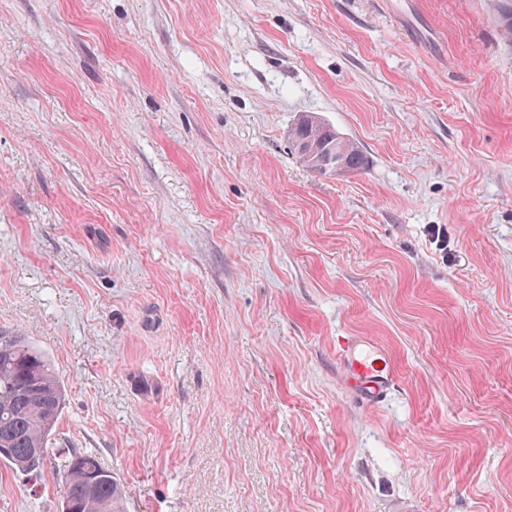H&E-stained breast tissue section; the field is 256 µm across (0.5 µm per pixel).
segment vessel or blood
<instances>
[{"instance_id":"obj_1","label":"vessel or blood","mask_w":512,"mask_h":512,"mask_svg":"<svg viewBox=\"0 0 512 512\" xmlns=\"http://www.w3.org/2000/svg\"><path fill=\"white\" fill-rule=\"evenodd\" d=\"M336 365L345 385L363 403H383L395 389L396 375L388 354L369 337H341L336 345Z\"/></svg>"}]
</instances>
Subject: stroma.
Wrapping results in <instances>:
<instances>
[{
  "mask_svg": "<svg viewBox=\"0 0 512 512\" xmlns=\"http://www.w3.org/2000/svg\"><path fill=\"white\" fill-rule=\"evenodd\" d=\"M355 141L322 177L288 132ZM127 512H512L495 0H0V330ZM399 385L364 408L338 336ZM62 476L0 463V512ZM289 139L301 164L310 172L324 177L336 176L345 171L361 169L364 165L363 155L359 146L351 139L342 136L336 129L325 123L320 117L307 114L291 127ZM317 144L326 149L320 158L313 159L306 155L303 146ZM328 151V152H327ZM336 164L342 169L336 168Z\"/></svg>",
  "mask_w": 512,
  "mask_h": 512,
  "instance_id": "stroma-1",
  "label": "stroma"
}]
</instances>
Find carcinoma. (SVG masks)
Returning <instances> with one entry per match:
<instances>
[{"instance_id": "obj_1", "label": "carcinoma", "mask_w": 512, "mask_h": 512, "mask_svg": "<svg viewBox=\"0 0 512 512\" xmlns=\"http://www.w3.org/2000/svg\"><path fill=\"white\" fill-rule=\"evenodd\" d=\"M502 31L512 40V0H496ZM289 139L301 164L310 172L330 177L336 167H363L359 146L320 117L307 114L291 127ZM326 150L307 157L306 144ZM65 404L64 383L49 356L29 337L11 333L0 339V462L33 472L50 457L49 440ZM41 449L36 458L32 449ZM63 473L61 512H125L121 484L92 452L57 449Z\"/></svg>"}]
</instances>
